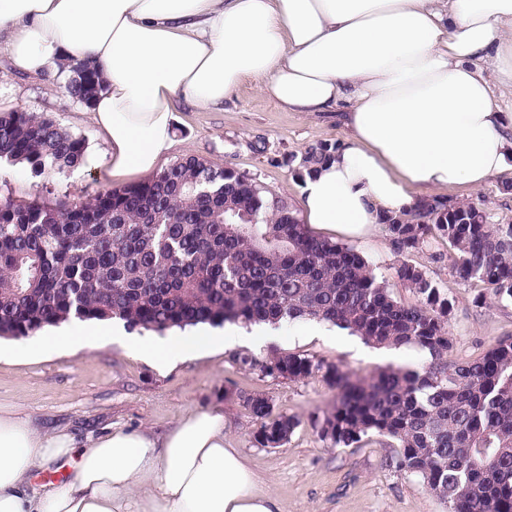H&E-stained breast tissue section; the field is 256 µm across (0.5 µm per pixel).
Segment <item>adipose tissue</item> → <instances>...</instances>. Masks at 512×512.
I'll use <instances>...</instances> for the list:
<instances>
[{"label": "adipose tissue", "instance_id": "adipose-tissue-1", "mask_svg": "<svg viewBox=\"0 0 512 512\" xmlns=\"http://www.w3.org/2000/svg\"><path fill=\"white\" fill-rule=\"evenodd\" d=\"M0 39L20 73L99 66L90 114L108 149L82 165L109 183L155 170L175 100L214 110L248 80L282 110L347 130L304 179L317 229L366 235L426 192L512 178V0H0ZM110 326H48L39 348L81 347ZM273 334L199 325L134 348L166 363ZM224 428L216 407L159 437L116 427L83 443L0 411V512H284ZM70 462L69 481L29 485Z\"/></svg>", "mask_w": 512, "mask_h": 512}]
</instances>
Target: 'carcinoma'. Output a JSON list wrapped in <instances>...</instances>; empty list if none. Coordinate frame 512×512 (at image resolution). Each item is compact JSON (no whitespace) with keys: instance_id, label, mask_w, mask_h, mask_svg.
Returning <instances> with one entry per match:
<instances>
[{"instance_id":"cac0c4a2","label":"carcinoma","mask_w":512,"mask_h":512,"mask_svg":"<svg viewBox=\"0 0 512 512\" xmlns=\"http://www.w3.org/2000/svg\"><path fill=\"white\" fill-rule=\"evenodd\" d=\"M102 89L97 68L72 66L67 95L84 105ZM317 144L299 178L329 158ZM85 141L34 112L0 113V165L36 175L81 164ZM384 227L401 250L448 241L453 269L512 302V224H493L473 203L424 200ZM419 298L405 305L353 247L312 234L286 202L229 167L195 158L158 177L100 192L71 206H22L0 194V337L29 336L72 317L118 318L130 328L300 320L328 322L378 347L415 346L428 363L352 378L338 364L272 354L241 361L264 376H321L337 390L314 420L336 448L368 435L399 448L395 467L418 477L449 512H512V341L448 362L451 303L426 271L396 270ZM245 405L264 448L285 445L300 421L268 398Z\"/></svg>"}]
</instances>
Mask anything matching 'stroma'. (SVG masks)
<instances>
[{"label":"stroma","instance_id":"stroma-1","mask_svg":"<svg viewBox=\"0 0 512 512\" xmlns=\"http://www.w3.org/2000/svg\"><path fill=\"white\" fill-rule=\"evenodd\" d=\"M63 84L59 72L14 73L0 44V109L48 116L83 138L87 149L105 152L91 118L66 95ZM172 127L174 143L162 155L159 169L189 157L214 167L226 165L248 174L295 210L302 181L294 161L310 146H337L346 137L335 119L283 111L251 80L217 110L176 102ZM107 188L94 171L83 168L50 178L22 165L0 170V192L24 202L68 205ZM450 197L484 207L492 222L512 223V193H503L501 180H491L476 192L460 188ZM332 239L357 248L402 303L416 304L418 297L397 279V268L407 263L427 272L452 304L449 361L478 358L497 341L512 339V303L487 297L481 283L461 278L448 262L447 241L437 238L400 252L381 227L363 238L350 240L336 233ZM13 344L10 338L0 340V408H17L41 428L65 427L81 439L102 435L115 425L160 436L187 412L219 407L228 420L225 434L232 447L247 457L285 512H448L447 504L427 492L418 477L390 466L395 450L387 439L370 436L356 448H336L321 439L313 419L329 411L336 398L321 376L275 379L240 361L244 355L266 357L274 348L283 355L338 363L364 377L389 365L421 367L428 356L419 348L375 347L317 321L291 323L270 344L238 345L167 369L134 356L117 340L22 360L12 353ZM256 395L268 397L277 412L299 418L283 447L256 443V425L243 405L245 397Z\"/></svg>","mask_w":512,"mask_h":512}]
</instances>
